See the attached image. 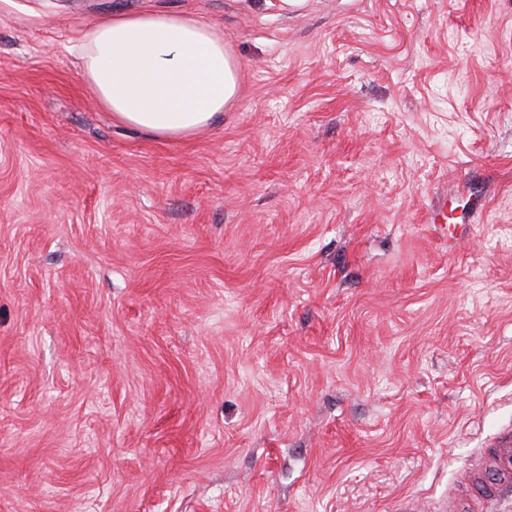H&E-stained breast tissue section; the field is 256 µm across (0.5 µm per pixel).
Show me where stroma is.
<instances>
[{
    "instance_id": "1",
    "label": "stroma",
    "mask_w": 512,
    "mask_h": 512,
    "mask_svg": "<svg viewBox=\"0 0 512 512\" xmlns=\"http://www.w3.org/2000/svg\"><path fill=\"white\" fill-rule=\"evenodd\" d=\"M218 26L159 139L76 52ZM512 424V0H0V512H441ZM81 76L122 125L162 138L210 128L236 100L239 64L224 32L184 13L104 20L78 47Z\"/></svg>"
}]
</instances>
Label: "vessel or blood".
<instances>
[{
	"label": "vessel or blood",
	"mask_w": 512,
	"mask_h": 512,
	"mask_svg": "<svg viewBox=\"0 0 512 512\" xmlns=\"http://www.w3.org/2000/svg\"><path fill=\"white\" fill-rule=\"evenodd\" d=\"M487 468L477 478L476 490L488 512H496L501 501L512 494V426L502 428L483 449Z\"/></svg>",
	"instance_id": "obj_1"
}]
</instances>
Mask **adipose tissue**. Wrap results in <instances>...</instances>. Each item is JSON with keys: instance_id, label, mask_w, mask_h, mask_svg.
<instances>
[{"instance_id": "ef3b65f1", "label": "adipose tissue", "mask_w": 512, "mask_h": 512, "mask_svg": "<svg viewBox=\"0 0 512 512\" xmlns=\"http://www.w3.org/2000/svg\"><path fill=\"white\" fill-rule=\"evenodd\" d=\"M81 76L122 125L162 138L210 128L235 101L239 64L217 26L184 13L104 20L78 47Z\"/></svg>"}]
</instances>
